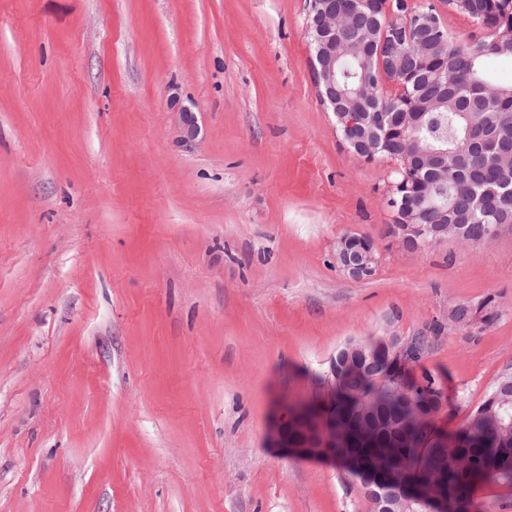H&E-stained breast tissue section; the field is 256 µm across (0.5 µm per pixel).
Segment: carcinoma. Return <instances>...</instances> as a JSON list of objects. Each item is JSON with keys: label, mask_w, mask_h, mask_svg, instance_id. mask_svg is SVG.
Wrapping results in <instances>:
<instances>
[{"label": "carcinoma", "mask_w": 512, "mask_h": 512, "mask_svg": "<svg viewBox=\"0 0 512 512\" xmlns=\"http://www.w3.org/2000/svg\"><path fill=\"white\" fill-rule=\"evenodd\" d=\"M455 10L487 30H512V0H476L472 12L466 5ZM392 11L408 22L389 23ZM431 11V6L421 8L407 0H377L383 54L412 72L398 94H383L377 56L361 51V31L356 29L336 33V81L349 92L363 84L374 87L366 111L367 130L384 144L387 158L406 135L395 114L403 110L423 114L417 131L421 145L448 151L446 189L435 204L447 212L448 223L461 225L462 241L480 245L488 223L512 224V169L500 167L489 150L467 152L465 135L469 126L483 127L489 143L512 147V82H503L499 75L500 66L512 62V39L487 35L471 44L450 41L438 49L436 37L422 41L416 31L420 15ZM394 182L402 183L395 193L399 202L421 191L419 180L402 171L395 173ZM489 304L486 300L476 308L457 305L448 320L469 326ZM431 331L430 336L421 333L407 339L410 356L403 362L398 360L397 346L384 337L367 342L365 372L348 366L345 356L332 359V392L323 408L327 418L347 424L363 400L372 408L378 427L372 442L349 432L350 447L336 449V461L348 456L347 472L363 482L375 467V448L389 446L415 478L437 476L468 497L478 479L512 484V404L504 391L512 374L502 375L464 427L448 434V447H439L442 432L435 425V412L444 397L442 387L425 369L417 378L412 375L442 326L436 324Z\"/></svg>", "instance_id": "carcinoma-1"}]
</instances>
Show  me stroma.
I'll list each match as a JSON object with an SVG mask.
<instances>
[{
	"instance_id": "1",
	"label": "stroma",
	"mask_w": 512,
	"mask_h": 512,
	"mask_svg": "<svg viewBox=\"0 0 512 512\" xmlns=\"http://www.w3.org/2000/svg\"><path fill=\"white\" fill-rule=\"evenodd\" d=\"M307 13L0 0V512H369L333 458L272 441L348 339L443 324L421 365L446 433L512 373V228L393 246L395 163L350 151ZM354 232L378 247L360 282ZM356 237L355 245L368 248L371 245V239L367 235L358 233L348 234ZM342 236L336 243V263L344 274L356 281L371 277L372 271L378 264L377 252L372 242V247L368 250L359 251L354 248L351 237Z\"/></svg>"
}]
</instances>
